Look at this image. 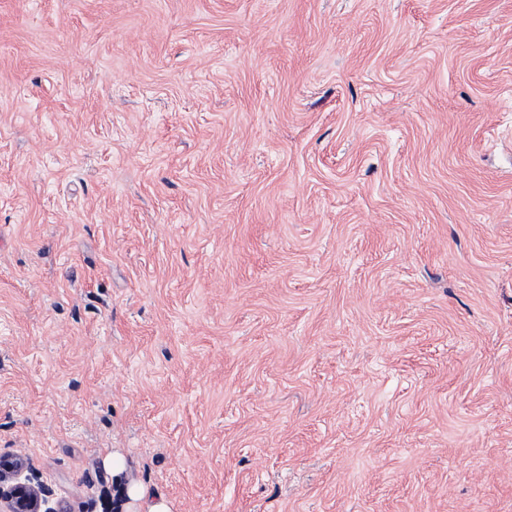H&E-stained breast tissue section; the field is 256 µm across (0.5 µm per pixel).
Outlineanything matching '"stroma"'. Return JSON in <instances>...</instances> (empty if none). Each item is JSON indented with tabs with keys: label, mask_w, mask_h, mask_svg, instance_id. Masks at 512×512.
I'll return each mask as SVG.
<instances>
[{
	"label": "stroma",
	"mask_w": 512,
	"mask_h": 512,
	"mask_svg": "<svg viewBox=\"0 0 512 512\" xmlns=\"http://www.w3.org/2000/svg\"><path fill=\"white\" fill-rule=\"evenodd\" d=\"M0 455L512 512V0H0Z\"/></svg>",
	"instance_id": "1"
}]
</instances>
